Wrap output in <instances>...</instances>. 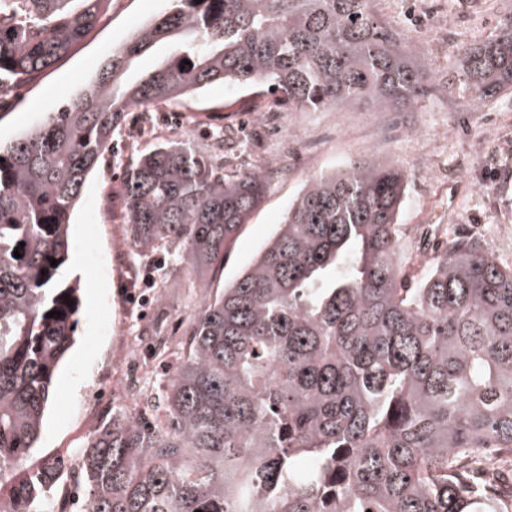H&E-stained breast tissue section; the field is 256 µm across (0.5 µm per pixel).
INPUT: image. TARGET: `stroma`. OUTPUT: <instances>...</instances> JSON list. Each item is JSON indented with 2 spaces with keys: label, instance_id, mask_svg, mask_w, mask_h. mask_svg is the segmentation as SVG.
<instances>
[{
  "label": "stroma",
  "instance_id": "35a3bbf8",
  "mask_svg": "<svg viewBox=\"0 0 512 512\" xmlns=\"http://www.w3.org/2000/svg\"><path fill=\"white\" fill-rule=\"evenodd\" d=\"M380 15L423 51L428 76L454 75L462 46L495 34L512 16V0H378ZM168 0H108L95 29L32 82L0 89V139L38 125L63 97L92 82L113 51L136 29L168 12ZM247 133L235 153L213 150L216 134ZM189 139L218 170L276 162L269 189L247 224L226 247L223 269L158 276L164 251H137L124 235L123 177L153 145ZM364 161L400 170L407 179L402 221L411 243L430 211L451 209L454 226L471 231L485 251L512 266V93L473 103L461 92H435L399 112L340 105L291 112L270 97L214 84L187 99L130 112L77 202L66 279H78L81 317L76 344L55 380L40 451L66 459L77 472V448L92 431L90 407L104 416L130 414L114 389L121 380L116 355L135 337L137 358L152 368L158 393L183 357L182 343L207 289L222 287L247 265L281 223L311 176ZM166 347L156 359L155 346Z\"/></svg>",
  "mask_w": 512,
  "mask_h": 512
}]
</instances>
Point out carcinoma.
<instances>
[{
    "label": "carcinoma",
    "mask_w": 512,
    "mask_h": 512,
    "mask_svg": "<svg viewBox=\"0 0 512 512\" xmlns=\"http://www.w3.org/2000/svg\"><path fill=\"white\" fill-rule=\"evenodd\" d=\"M104 2L0 0V85L36 79ZM172 2L80 95L0 144V512H55L67 475L59 456L29 464L80 321V288L57 276L86 178L126 112L214 84L290 112L401 111L437 89L375 0ZM160 43L168 60L126 82L125 66ZM457 73L448 90L474 102L512 92V17L461 49ZM272 173L221 175L190 140L158 143L124 181L127 238L141 252L178 247L187 270L222 266ZM404 194L400 171L361 161L311 179L249 265L205 297L154 413L89 436L80 512H512L461 481L472 457L512 459V268L453 238L405 287Z\"/></svg>",
    "instance_id": "carcinoma-1"
}]
</instances>
